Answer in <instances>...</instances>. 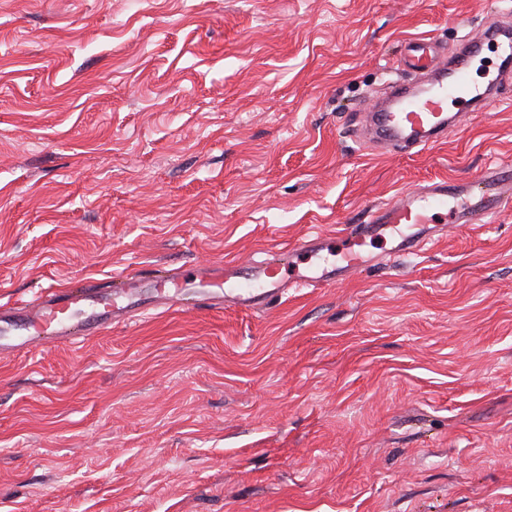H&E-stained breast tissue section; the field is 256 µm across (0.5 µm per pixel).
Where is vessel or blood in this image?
Segmentation results:
<instances>
[{
  "label": "vessel or blood",
  "mask_w": 512,
  "mask_h": 512,
  "mask_svg": "<svg viewBox=\"0 0 512 512\" xmlns=\"http://www.w3.org/2000/svg\"><path fill=\"white\" fill-rule=\"evenodd\" d=\"M499 60L486 86L471 71L484 47ZM401 69L419 77L410 88L393 82L388 97L366 112L361 139L387 150L412 151L445 142L468 113L483 109L512 89V13L488 14L479 34L440 51L429 36L406 40ZM512 206V163L499 162L476 180L439 179L402 192L388 203L371 206L363 223L341 232L345 245L330 262L327 236L310 233L290 244L286 255L262 261L232 260L161 272L124 273L105 282L81 280L66 288H44L31 298L0 303V357L60 344L78 345L113 326L134 322L150 309L201 305L263 310L289 288H321L350 279L369 267L424 252L444 235L447 225L471 224L498 216ZM381 241L387 248L364 255L363 245ZM305 258V273L289 279L286 258Z\"/></svg>",
  "instance_id": "vessel-or-blood-1"
}]
</instances>
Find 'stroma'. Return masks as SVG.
<instances>
[{
	"mask_svg": "<svg viewBox=\"0 0 512 512\" xmlns=\"http://www.w3.org/2000/svg\"><path fill=\"white\" fill-rule=\"evenodd\" d=\"M512 0H0V301L284 252L512 160L352 131L405 39ZM0 512H512V211L265 311L0 358Z\"/></svg>",
	"mask_w": 512,
	"mask_h": 512,
	"instance_id": "1",
	"label": "stroma"
}]
</instances>
